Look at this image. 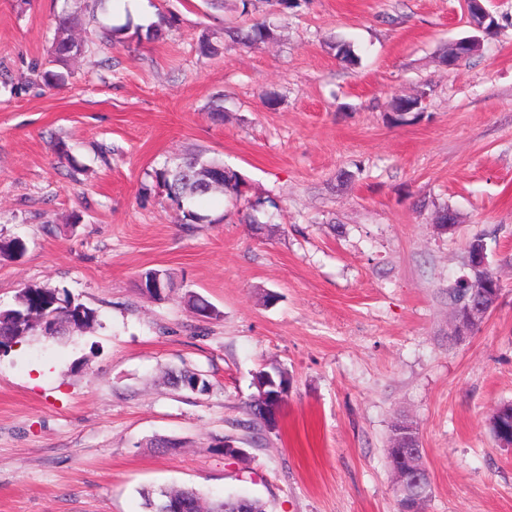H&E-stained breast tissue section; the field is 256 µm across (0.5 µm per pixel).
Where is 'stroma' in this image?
<instances>
[{
    "label": "stroma",
    "mask_w": 512,
    "mask_h": 512,
    "mask_svg": "<svg viewBox=\"0 0 512 512\" xmlns=\"http://www.w3.org/2000/svg\"><path fill=\"white\" fill-rule=\"evenodd\" d=\"M61 5L0 0V240L26 244L0 256V309L57 287L99 323L0 355V512H146L143 490L172 487L267 512H396L386 456L403 417L427 512H512V448L489 426L512 402V0H486L498 30L453 68L448 42L474 33L463 0H299L273 18L265 0H147L139 23L161 38L107 43L99 11L49 85ZM268 20L264 42L224 37ZM205 33L221 56L199 54ZM395 97L419 98L422 118L389 122ZM198 150L244 197L188 224L155 173ZM479 233L502 291L460 340L448 288ZM149 269L171 276L164 298L139 288ZM189 291L218 318L194 317ZM275 367L291 385L270 430L248 406ZM184 369L209 391L176 388Z\"/></svg>",
    "instance_id": "obj_1"
}]
</instances>
